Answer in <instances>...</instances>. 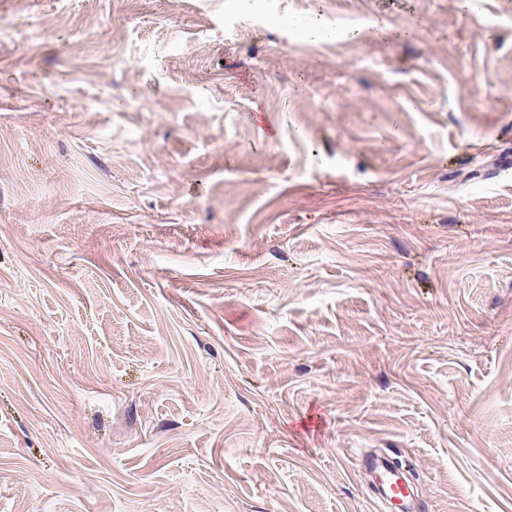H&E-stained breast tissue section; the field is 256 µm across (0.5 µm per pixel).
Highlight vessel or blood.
<instances>
[{
	"label": "vessel or blood",
	"instance_id": "1",
	"mask_svg": "<svg viewBox=\"0 0 512 512\" xmlns=\"http://www.w3.org/2000/svg\"><path fill=\"white\" fill-rule=\"evenodd\" d=\"M358 464L369 478L368 491L383 512H421L423 505L407 471L387 452L363 453Z\"/></svg>",
	"mask_w": 512,
	"mask_h": 512
}]
</instances>
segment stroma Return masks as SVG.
<instances>
[{"label":"stroma","instance_id":"35a3bbf8","mask_svg":"<svg viewBox=\"0 0 512 512\" xmlns=\"http://www.w3.org/2000/svg\"><path fill=\"white\" fill-rule=\"evenodd\" d=\"M512 512V0H0V512ZM358 464L369 477L368 491L388 512H420L423 505L407 471L389 452L362 453Z\"/></svg>","mask_w":512,"mask_h":512}]
</instances>
